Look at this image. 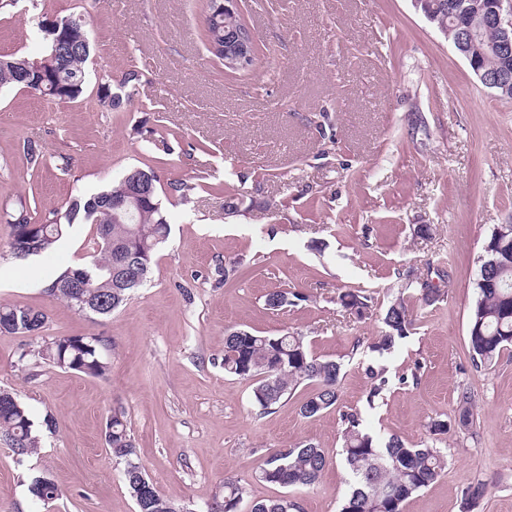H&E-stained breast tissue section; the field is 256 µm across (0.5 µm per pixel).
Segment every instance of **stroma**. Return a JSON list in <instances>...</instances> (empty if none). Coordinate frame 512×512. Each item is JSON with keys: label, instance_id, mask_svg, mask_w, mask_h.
I'll return each instance as SVG.
<instances>
[{"label": "stroma", "instance_id": "stroma-1", "mask_svg": "<svg viewBox=\"0 0 512 512\" xmlns=\"http://www.w3.org/2000/svg\"><path fill=\"white\" fill-rule=\"evenodd\" d=\"M246 7L264 58L243 77L203 51L201 0H18L0 12V55L41 56L39 22L74 14L86 16L95 41L75 101L0 91V207L24 200L40 216L63 211L145 165L164 182L201 180L185 201L160 190L169 239L149 282L105 318L46 291L58 270L87 262L93 225H74L38 257V278L20 283L0 224V303L47 316L42 335L0 334V388L25 403L40 438L39 453L20 460L0 441V512H135L105 447L116 407L149 478L187 512H205L227 476L246 488L239 512L284 495L259 480V468L273 449L305 441L329 463L314 487L295 493L299 512H340L350 412L377 437L447 450L442 476L404 512H462L479 482L487 492L475 512H512V348L478 369L467 335L482 246L494 227L512 224V100L481 85L412 0ZM131 68L141 79L130 98L104 110L100 84ZM30 141L44 154L34 170L23 155ZM229 194L237 212L224 208ZM424 225L430 234L418 235ZM421 280L443 295L431 306L410 298V333L386 356L388 384L368 402L380 314ZM354 288L373 298L359 320L336 303ZM279 289L304 299L267 309L265 295ZM233 326L296 331L314 355L341 362L336 406L303 417V386L275 412L260 411L253 380L224 371V330ZM67 335L109 339L106 377L19 364L21 352ZM414 368L418 383H401ZM465 392L472 425L434 440L431 422L454 418ZM39 474L60 499H32L27 486Z\"/></svg>", "mask_w": 512, "mask_h": 512}]
</instances>
